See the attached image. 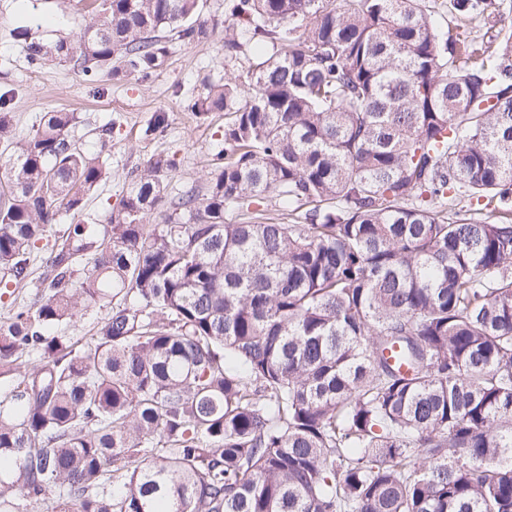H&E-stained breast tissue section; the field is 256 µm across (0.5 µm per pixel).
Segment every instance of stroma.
<instances>
[{
    "label": "stroma",
    "mask_w": 512,
    "mask_h": 512,
    "mask_svg": "<svg viewBox=\"0 0 512 512\" xmlns=\"http://www.w3.org/2000/svg\"><path fill=\"white\" fill-rule=\"evenodd\" d=\"M81 13L80 0H0V93L11 100L19 139L32 133L45 112L77 115L73 135L83 149L104 152L112 170L111 180L88 199L84 210L103 225L119 210L135 175L153 156L162 154L174 162L170 191L205 183L213 156L223 146L224 115L215 112L200 119L185 111L183 102L202 94L204 80L240 71L247 59L225 58L222 43L214 39L174 42L167 65L146 82L132 76L118 84L105 79L90 87L63 62L29 69L14 28L26 25L45 38L68 35L77 31ZM158 111L168 117L165 131L144 136V127ZM110 121L115 127L105 145L100 129Z\"/></svg>",
    "instance_id": "35a3bbf8"
}]
</instances>
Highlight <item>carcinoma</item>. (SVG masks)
Returning <instances> with one entry per match:
<instances>
[{"label":"carcinoma","instance_id":"cac0c4a2","mask_svg":"<svg viewBox=\"0 0 512 512\" xmlns=\"http://www.w3.org/2000/svg\"><path fill=\"white\" fill-rule=\"evenodd\" d=\"M81 2L74 38L15 31L28 65L145 81L219 34L199 0ZM230 11L249 65L186 103L225 115L204 189L166 198L152 157L108 224L43 252L111 170L72 112L14 140L0 96V283L43 268L0 324V512H512V30L478 40L428 0ZM108 313V309L98 305L87 307L79 316L78 321L68 329V336H89L104 321Z\"/></svg>","mask_w":512,"mask_h":512}]
</instances>
